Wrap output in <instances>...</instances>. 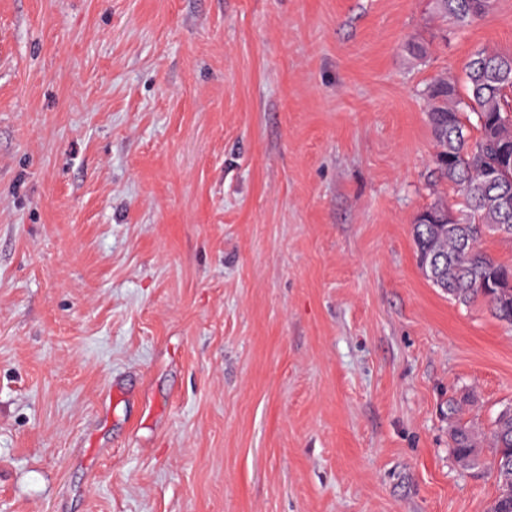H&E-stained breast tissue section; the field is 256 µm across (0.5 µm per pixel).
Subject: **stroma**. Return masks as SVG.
<instances>
[{
  "instance_id": "obj_1",
  "label": "stroma",
  "mask_w": 512,
  "mask_h": 512,
  "mask_svg": "<svg viewBox=\"0 0 512 512\" xmlns=\"http://www.w3.org/2000/svg\"><path fill=\"white\" fill-rule=\"evenodd\" d=\"M483 47L512 0H0V512H489L512 328L412 237ZM495 2V0H434V7L445 20L449 18L463 25L489 14L494 9ZM450 440L452 454L457 460L472 466L479 464L483 448H479L478 433L472 424L457 421Z\"/></svg>"
}]
</instances>
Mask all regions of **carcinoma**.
Segmentation results:
<instances>
[{
    "mask_svg": "<svg viewBox=\"0 0 512 512\" xmlns=\"http://www.w3.org/2000/svg\"><path fill=\"white\" fill-rule=\"evenodd\" d=\"M495 0H434L444 19L466 24L489 14ZM436 152L432 174L452 183L459 200L456 216L437 201L413 222L418 263L434 259L437 277L427 280L462 305L481 303L512 326V266L482 248L486 230L512 227V50H477L464 87L442 76L425 92ZM453 456L467 465L480 462L478 433L457 422L450 434ZM498 494L490 512H512V409L501 411L490 431Z\"/></svg>",
    "mask_w": 512,
    "mask_h": 512,
    "instance_id": "cac0c4a2",
    "label": "carcinoma"
}]
</instances>
